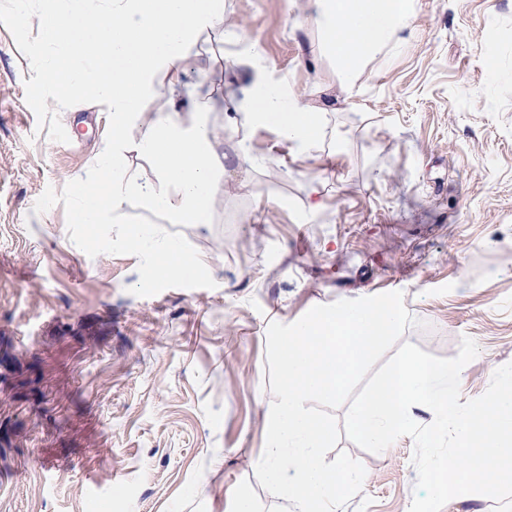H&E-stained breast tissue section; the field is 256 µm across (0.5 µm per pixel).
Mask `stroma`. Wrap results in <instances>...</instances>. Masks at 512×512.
<instances>
[{"label": "stroma", "mask_w": 512, "mask_h": 512, "mask_svg": "<svg viewBox=\"0 0 512 512\" xmlns=\"http://www.w3.org/2000/svg\"><path fill=\"white\" fill-rule=\"evenodd\" d=\"M314 9L224 0L182 76L225 155L210 223H169L131 196L98 240L73 211L112 117L51 94L37 18L0 0V512H236L242 497L297 512L255 476L274 400L266 332L318 304L403 292L418 321L404 340L444 358L477 343L465 401L512 362V0H416L407 41L351 88ZM245 50L321 108L309 152L272 125L228 127ZM145 132H125V176L162 191ZM142 223L201 267L149 277L126 236ZM341 451L366 477L340 512H408L410 437L378 454L343 438L326 461Z\"/></svg>", "instance_id": "obj_1"}]
</instances>
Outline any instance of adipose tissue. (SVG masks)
I'll return each instance as SVG.
<instances>
[{"label": "adipose tissue", "instance_id": "obj_1", "mask_svg": "<svg viewBox=\"0 0 512 512\" xmlns=\"http://www.w3.org/2000/svg\"><path fill=\"white\" fill-rule=\"evenodd\" d=\"M224 0H42L39 14L42 75L47 86L73 97L106 104L112 114L111 142L103 146L75 211V221L96 227L126 198L140 197L173 224L209 221L216 176L224 161L203 120L185 122L176 109L158 113L138 143L154 161L172 193L124 176V133L142 102L159 88L176 93L189 49L203 29L221 25ZM414 0H319L310 23L347 82H355L369 57L382 53L397 34L412 28ZM163 84H156V74ZM250 104L232 124L275 125L300 153L322 133L321 113L285 86L255 80Z\"/></svg>", "mask_w": 512, "mask_h": 512}]
</instances>
